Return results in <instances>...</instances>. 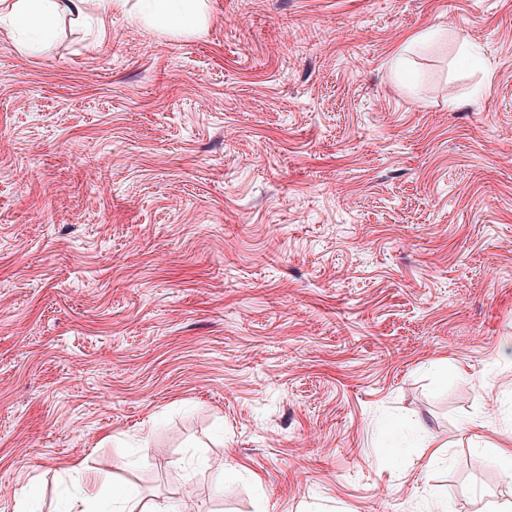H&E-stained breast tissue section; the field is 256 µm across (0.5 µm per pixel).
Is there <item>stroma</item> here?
Listing matches in <instances>:
<instances>
[{
  "label": "stroma",
  "mask_w": 512,
  "mask_h": 512,
  "mask_svg": "<svg viewBox=\"0 0 512 512\" xmlns=\"http://www.w3.org/2000/svg\"><path fill=\"white\" fill-rule=\"evenodd\" d=\"M208 12L0 29V512H512V0ZM119 509V510H114ZM64 512H162L161 510H145L143 503L131 490L113 486L110 497L105 501H94L92 498H75L63 510Z\"/></svg>",
  "instance_id": "35a3bbf8"
}]
</instances>
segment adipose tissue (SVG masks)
Wrapping results in <instances>:
<instances>
[{
	"instance_id": "obj_1",
	"label": "adipose tissue",
	"mask_w": 512,
	"mask_h": 512,
	"mask_svg": "<svg viewBox=\"0 0 512 512\" xmlns=\"http://www.w3.org/2000/svg\"><path fill=\"white\" fill-rule=\"evenodd\" d=\"M0 22L6 27L28 32L23 48L27 51L45 50L52 38V22L57 15H83L88 6H95L108 15L113 9L134 5V19L150 30L168 29L192 33L206 25V0H4ZM64 512H146L143 503L131 490L116 486L104 501L90 498L73 499Z\"/></svg>"
}]
</instances>
